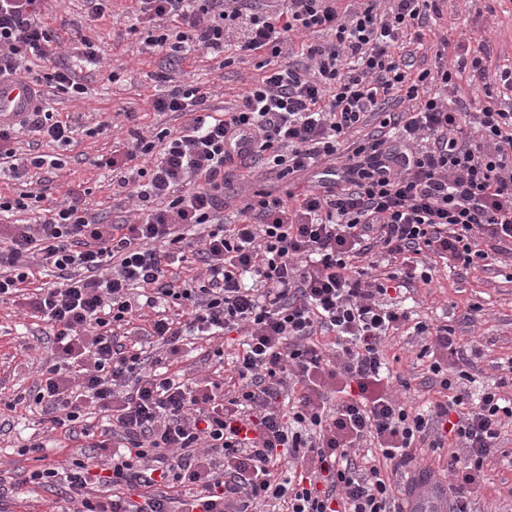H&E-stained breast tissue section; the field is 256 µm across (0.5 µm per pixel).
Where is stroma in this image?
I'll list each match as a JSON object with an SVG mask.
<instances>
[{"label": "stroma", "instance_id": "stroma-1", "mask_svg": "<svg viewBox=\"0 0 512 512\" xmlns=\"http://www.w3.org/2000/svg\"><path fill=\"white\" fill-rule=\"evenodd\" d=\"M132 7L131 0H112L111 13L94 19L88 16L83 0H45L40 20L55 36L54 58L59 65L79 70L87 94L84 100L72 101L50 89L44 92L51 111L76 129L70 145L48 143L26 125L16 133L20 153L60 154L66 161L65 167L51 176L45 200L22 214L23 223L42 222L74 189L88 190L91 211L104 223L135 218L134 202L113 194L112 171L99 161L113 149L126 147L131 130L156 133L179 126L174 114L152 109L153 98L166 90L154 81V72L165 67L174 80L192 82L204 93L206 106L219 111L237 104L246 81L256 74L258 61L248 56L226 67L223 54L191 51L170 67L165 57L140 52L141 36L130 31ZM438 7L436 33L446 43L445 57L452 60L465 52L481 54L491 83L497 82L503 69L512 68V0H439ZM81 35L98 45L100 65L87 68L71 57L70 42ZM104 121L109 130L87 136V129ZM229 179L235 195L227 199L224 208L228 223L237 220L240 196L270 190L283 197L311 187L308 180L279 178L258 167L233 172ZM408 303L416 320L451 325L462 346L480 348L470 372L471 391L491 385L502 368L512 365V246L501 245L493 265L484 270L442 268L431 284H419L410 291ZM475 303L481 305L482 312L472 322L467 309ZM52 339L49 327L23 315L18 304L0 302V423L5 426L0 432V466L18 483L13 498L5 503L9 512H50L57 498L48 490H30L23 482L34 462L19 450L30 438L36 436L48 444V459L53 463L65 462L78 451L75 442L47 432L24 400L38 380V368L51 355ZM423 344V338L406 326L386 342L384 351L396 394L418 409L436 396L425 383L430 360L420 354ZM208 348L203 336L187 337L181 344L176 367L186 380L224 379V364L206 359ZM488 478L487 490L474 505L476 512H512V468L491 462Z\"/></svg>", "mask_w": 512, "mask_h": 512}]
</instances>
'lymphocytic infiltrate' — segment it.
I'll use <instances>...</instances> for the list:
<instances>
[{
    "instance_id": "1",
    "label": "lymphocytic infiltrate",
    "mask_w": 512,
    "mask_h": 512,
    "mask_svg": "<svg viewBox=\"0 0 512 512\" xmlns=\"http://www.w3.org/2000/svg\"><path fill=\"white\" fill-rule=\"evenodd\" d=\"M40 2L0 0V80L26 77L28 60H42L46 83L82 99L75 73L50 61ZM257 2L135 0L142 52L233 48L260 57L263 71L218 115L199 87L157 73L168 89L154 111L183 124L134 133L105 161L114 189L138 203L137 219L101 223L76 193L44 223L17 224L14 213L43 194L0 196V299L35 275L56 279L22 304L50 326L56 357L33 401L72 441L87 406L112 422L95 455L39 465L26 481L64 489L53 512H259L270 498L287 512H404L385 472L356 454L373 444L397 470L417 449L445 452L448 512H473L488 462L512 463L500 446L512 371L473 396L472 353L453 329L413 323L439 387L416 412L390 387L383 344L411 323L401 291L430 284L451 260L488 267L486 243L512 246V69L472 112L455 97L456 79L485 81L482 57L414 65L437 0ZM317 32L322 41L292 43ZM430 82L441 95H424ZM18 124L62 146L74 135L41 104L1 121L0 165L12 178L59 168L44 155L18 157ZM261 164L315 173L317 185L290 201L255 192L240 223L225 224L226 174ZM203 224V272L170 276L174 247ZM376 254L388 258L385 276L372 273ZM144 305L157 311L148 336L173 355L191 333H243L233 396L221 403L218 383L145 372L130 329Z\"/></svg>"
}]
</instances>
